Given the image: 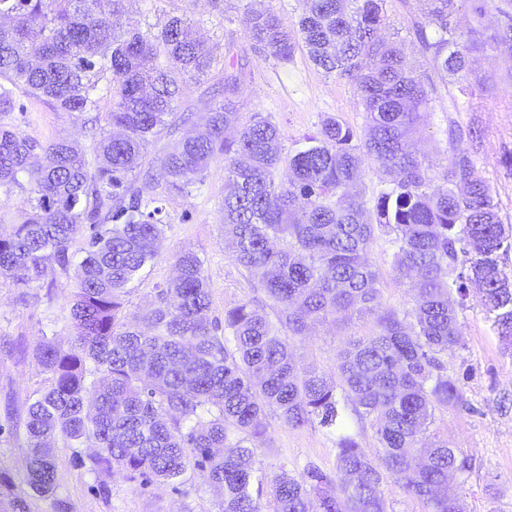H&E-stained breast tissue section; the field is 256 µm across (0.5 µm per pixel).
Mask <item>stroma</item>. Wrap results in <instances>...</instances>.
Masks as SVG:
<instances>
[{"label":"stroma","mask_w":512,"mask_h":512,"mask_svg":"<svg viewBox=\"0 0 512 512\" xmlns=\"http://www.w3.org/2000/svg\"><path fill=\"white\" fill-rule=\"evenodd\" d=\"M418 0H388L385 37L399 40L411 67L430 73L428 59L421 53L411 30V18ZM266 10L284 23L295 24L301 13L300 0H131L123 18L131 29L147 31L161 24L167 15H186L194 33L206 40L215 59L211 75L187 82L183 101L193 114L186 129L200 123L211 99L217 74L227 51H235L243 66L236 98L241 121L258 114L276 125L285 152H293L304 135L317 130L321 120L336 116L354 131L364 128V112L350 81L326 76L308 59L304 46H297L293 59L281 64L274 57L255 51L248 37V11ZM474 77L484 80V94L476 96L472 109L448 113V97L457 94L456 84L439 85L433 110L416 147L429 155L434 168L449 162V118L472 128L480 169L489 178L500 201L499 215L512 226V47L499 46L469 56ZM25 109L13 112L9 121L26 135L42 140L66 137L84 151H91L94 139L84 117L56 112L45 103L25 99ZM227 190L224 161L211 164L202 184L191 194L168 193L163 180L146 187L148 195L161 199L167 227L159 256L132 282L123 312L132 317L150 306L156 288L174 275V256L190 249L205 262L210 281L211 314L223 318L226 308L243 301L264 303L256 284L257 274L237 266L224 249L222 203ZM73 274H55L53 280L30 289L27 300L0 282V469L9 472L17 485H0V512H12L14 497H22L26 512H52L50 498L35 494L21 478L26 470L27 451L10 427L23 417L29 399L49 382L36 358L43 336L70 341L74 330L69 322ZM462 346L449 353L448 368L459 380L465 407L439 411L435 429L447 437L450 447L462 449L470 466L451 486L462 499L465 512H512V408L501 409L503 395H512V351L508 350L486 320L477 287H470L466 306L460 313ZM367 324L351 331L317 326L313 335L296 345L302 363L332 373L336 354L350 335L364 334ZM270 441L258 442L257 456L267 472L279 468L293 475L316 466L333 472L335 438L319 426L290 428L278 419L269 421ZM59 496L67 498L70 512H216L218 497L199 471L187 473L180 489L154 483L140 489L122 474L109 481V496L99 495L96 481L81 467L78 451H56Z\"/></svg>","instance_id":"stroma-1"}]
</instances>
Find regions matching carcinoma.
<instances>
[{
    "instance_id": "1",
    "label": "carcinoma",
    "mask_w": 512,
    "mask_h": 512,
    "mask_svg": "<svg viewBox=\"0 0 512 512\" xmlns=\"http://www.w3.org/2000/svg\"><path fill=\"white\" fill-rule=\"evenodd\" d=\"M129 0H0V209L28 193L11 234L0 235V279L37 286L75 269L70 321L74 341L43 337L38 358L50 384L12 426L28 449L23 482L56 495L53 444L90 448L80 460L95 476L119 471L140 488L183 485L190 470L206 474L217 512H263L268 488L274 512H389L391 479L424 512H463L448 479L467 460L436 432L435 412L465 405L448 356L460 341L456 306L468 284L480 285L486 317L512 346V230L483 176L474 132L448 118L451 158L439 174L409 141L436 94L399 46L380 36L386 0H301L297 30L256 13L250 39L282 63L297 40L310 62L349 80L365 114L360 143L333 116L322 119L294 153L283 156L279 129L254 115L239 124L235 98L242 67L224 64L220 98L209 101L202 129L175 140L142 168L148 146L172 120L184 85L210 73L209 48L188 34L187 19L169 15L147 32L124 28ZM411 20L423 54L440 79L455 78L468 98L471 52L512 42V0H499L495 33L480 29L485 2L420 0ZM112 111L94 160L65 138L21 134L4 118L24 111L17 93L68 114L99 111L102 81ZM224 156V244L234 262L258 272V288L277 308L270 318L252 301L210 315L204 261L175 255L178 275L157 286L141 321L122 316L127 288L156 259L167 223L159 199L136 183L161 177L185 194ZM376 164L388 187L367 206L358 189L364 166ZM91 234L74 262L84 227ZM388 236L396 284L406 308L382 299V275L369 260L376 231ZM370 316L373 326L351 339L328 375L298 360L292 338L316 324L348 329ZM370 419L378 447L368 451L346 431L345 418ZM291 428L317 424L336 432L335 475L310 467L300 477L271 476L249 446L267 435L266 418Z\"/></svg>"
}]
</instances>
